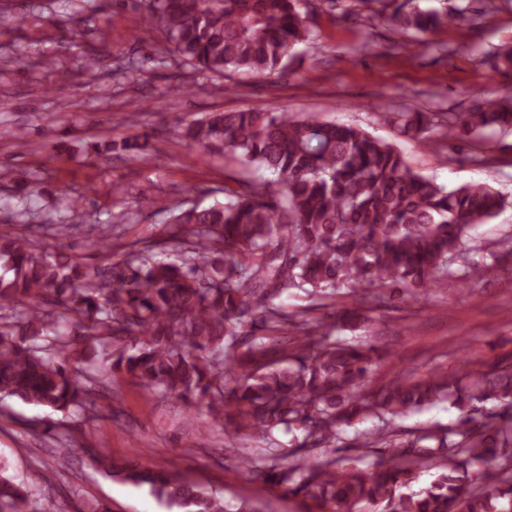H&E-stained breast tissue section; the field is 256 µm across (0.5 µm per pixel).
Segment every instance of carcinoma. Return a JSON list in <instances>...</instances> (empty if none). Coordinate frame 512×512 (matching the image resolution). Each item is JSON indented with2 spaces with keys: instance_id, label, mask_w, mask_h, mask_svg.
<instances>
[{
  "instance_id": "cac0c4a2",
  "label": "carcinoma",
  "mask_w": 512,
  "mask_h": 512,
  "mask_svg": "<svg viewBox=\"0 0 512 512\" xmlns=\"http://www.w3.org/2000/svg\"><path fill=\"white\" fill-rule=\"evenodd\" d=\"M300 0H143L153 27L180 63L226 80L240 70L258 78L282 72L312 31ZM464 14L395 10L386 21L407 35L434 33ZM407 137L440 140L512 130V96L485 100L476 112H384ZM179 137L193 150L231 154L274 176L271 185L224 190V204L174 216L169 244L180 261L133 247L118 260L89 266L62 251L38 249L24 235H0V394L55 410L95 404L113 379L130 378L218 422L259 438L293 428L303 441L279 449L257 478L278 479L289 492L316 500L324 512H512V424L473 422L475 404H512V365L401 377L372 390L381 359L372 344L332 340L358 308L307 319L274 300L290 288L332 298L345 286L364 299L386 288L423 300L449 275L476 224L507 204L486 184L448 190L413 170L391 144L361 128L315 115L254 110L211 112L185 124ZM448 398L462 419L396 442L381 428L342 437L344 428L399 415ZM390 448L367 468L326 459L295 460L315 448ZM100 466L147 484L169 507L227 512L224 497L167 470ZM430 482L411 489L416 470ZM0 512H33L29 491L0 461Z\"/></svg>"
}]
</instances>
